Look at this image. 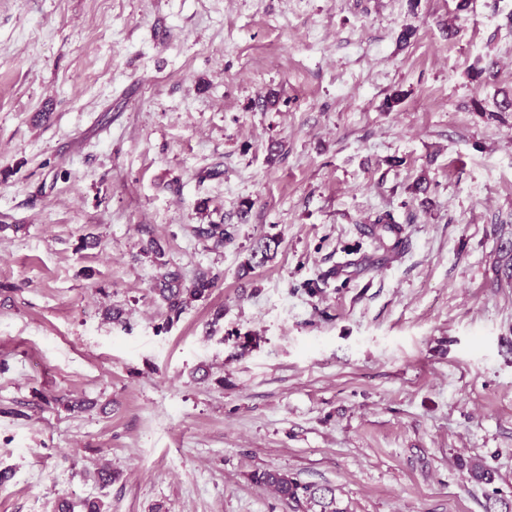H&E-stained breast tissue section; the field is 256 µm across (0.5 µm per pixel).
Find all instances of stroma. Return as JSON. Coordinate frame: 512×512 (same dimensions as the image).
I'll return each mask as SVG.
<instances>
[{"label":"stroma","instance_id":"35a3bbf8","mask_svg":"<svg viewBox=\"0 0 512 512\" xmlns=\"http://www.w3.org/2000/svg\"><path fill=\"white\" fill-rule=\"evenodd\" d=\"M508 97L512 0H0V512L511 501ZM370 232L380 247L386 250H395L399 243L397 239L402 233V228L395 223L390 214H384L376 217ZM392 239H394L393 245H388V242ZM192 234L204 241L212 242L214 249L224 247V244L233 239L231 231L224 228V224H199L190 228ZM219 280V274L201 272L193 283L185 287L178 273L165 271L156 278L155 288L163 300L167 311V322L179 319L190 299H204ZM253 478L271 487L292 512H345L338 506L334 487L302 483L288 474L270 470L255 473Z\"/></svg>","mask_w":512,"mask_h":512}]
</instances>
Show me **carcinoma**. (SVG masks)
I'll use <instances>...</instances> for the list:
<instances>
[{
  "instance_id": "obj_1",
  "label": "carcinoma",
  "mask_w": 512,
  "mask_h": 512,
  "mask_svg": "<svg viewBox=\"0 0 512 512\" xmlns=\"http://www.w3.org/2000/svg\"><path fill=\"white\" fill-rule=\"evenodd\" d=\"M191 232L199 239L212 242L215 249L233 239L231 231L222 224H199L191 227ZM370 232L381 247L394 250L398 246L402 228L391 215L384 214L376 217ZM218 280L219 275L216 273L201 272L186 287L178 273H161L156 278L155 288L166 306L167 322L179 318L189 300L208 297ZM468 475L477 484L491 485L495 481V471L480 460L469 463ZM254 480L271 487L292 512H345L338 506L336 489L331 486L302 483L285 473L270 470L254 474Z\"/></svg>"
}]
</instances>
